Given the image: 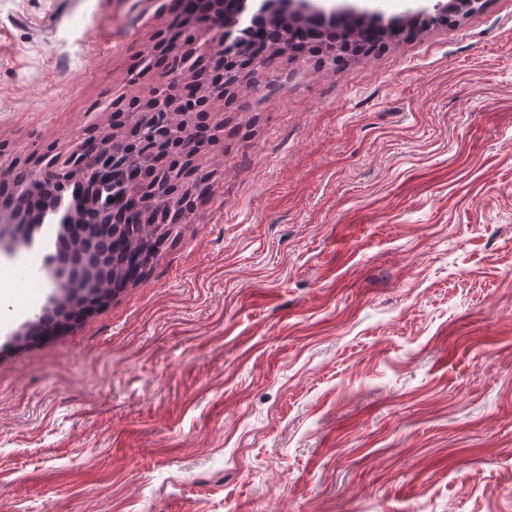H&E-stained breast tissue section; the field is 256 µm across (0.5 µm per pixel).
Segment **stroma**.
<instances>
[{
  "mask_svg": "<svg viewBox=\"0 0 512 512\" xmlns=\"http://www.w3.org/2000/svg\"><path fill=\"white\" fill-rule=\"evenodd\" d=\"M174 0H0V165L168 79ZM146 277L19 344L58 225L0 254V512H512V0L213 101ZM194 156L195 155H187L186 158L184 159L182 166H180V168L177 171H174H176V176L181 177L182 181L186 184V192L194 191L197 193V197H200L206 188L204 186L206 175L201 176L199 179H193L192 183L189 185L192 174L198 169V165L193 164Z\"/></svg>",
  "mask_w": 512,
  "mask_h": 512,
  "instance_id": "35a3bbf8",
  "label": "stroma"
}]
</instances>
